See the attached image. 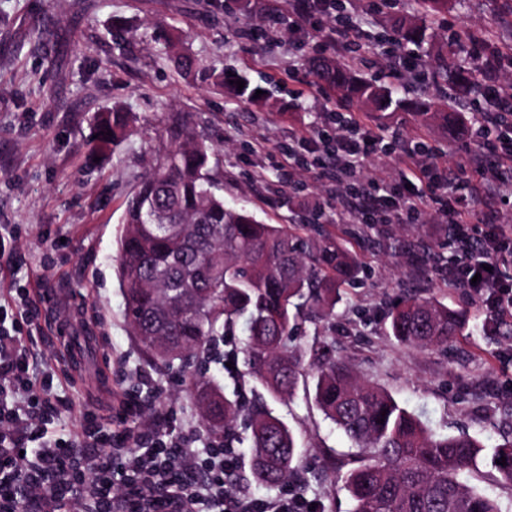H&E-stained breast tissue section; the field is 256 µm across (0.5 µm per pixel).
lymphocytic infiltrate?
Returning a JSON list of instances; mask_svg holds the SVG:
<instances>
[{"label":"lymphocytic infiltrate","instance_id":"obj_1","mask_svg":"<svg viewBox=\"0 0 512 512\" xmlns=\"http://www.w3.org/2000/svg\"><path fill=\"white\" fill-rule=\"evenodd\" d=\"M346 0H288L295 32L317 41L321 56L360 46L367 32L345 14ZM502 68L491 60L492 78L474 103L482 115L476 136L497 154V167L478 169L477 179L438 182L447 197L444 216L457 257L445 268L450 286L483 298L496 320L512 318V284L501 276L502 252L512 227L490 219L500 197L503 172H512V95L494 83ZM300 143L321 153L320 176L357 171L379 151L380 139L341 105L328 108L323 124ZM28 290L0 304V512H307L304 500L282 490L266 498L225 490L235 461L232 449L212 443L200 456L194 431L165 438L143 428L121 438L84 421L70 439L56 437L53 420L34 390L30 355L22 336Z\"/></svg>","mask_w":512,"mask_h":512}]
</instances>
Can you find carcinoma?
<instances>
[{
	"instance_id": "cac0c4a2",
	"label": "carcinoma",
	"mask_w": 512,
	"mask_h": 512,
	"mask_svg": "<svg viewBox=\"0 0 512 512\" xmlns=\"http://www.w3.org/2000/svg\"><path fill=\"white\" fill-rule=\"evenodd\" d=\"M415 4L419 14L396 21L391 29L398 47L424 44L429 20L448 12V0ZM464 49L453 34L437 47V75L460 102L479 90L481 75V68L460 62ZM165 50L182 70L196 65L172 41ZM312 67L336 98L374 113L398 111L393 92L377 80L357 78L321 59L312 60ZM130 121L128 112L98 113L91 144L105 148L120 142ZM167 138L169 145L158 151L126 200L119 276L129 325L150 350L154 337H166L167 362L187 354L204 362L211 358L214 337L232 333L242 322L245 374L271 397L290 399L306 369L289 336L306 310L322 320L332 316L338 291L356 277V262L319 224L308 225L309 234L303 236L283 225L260 223L244 206L225 205L216 193L210 148L178 118L171 119ZM466 325L458 310L409 297L394 308L390 330L398 342L429 350L462 335ZM186 379L208 400L200 408L202 421L224 435V447L233 445L235 423L245 417L253 481L265 487L288 482L296 452L287 424L264 408L249 409L221 396L195 372H186ZM313 399L357 449L341 464L328 465L333 473L342 471L353 512H502L495 497L460 478L482 460L476 439L432 435L391 395L358 380L333 358L317 365ZM503 457L506 464H496ZM491 464L512 485V439L498 447Z\"/></svg>"
}]
</instances>
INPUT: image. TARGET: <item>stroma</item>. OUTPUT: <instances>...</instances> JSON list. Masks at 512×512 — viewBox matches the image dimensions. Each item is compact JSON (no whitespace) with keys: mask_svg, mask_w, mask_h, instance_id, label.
<instances>
[{"mask_svg":"<svg viewBox=\"0 0 512 512\" xmlns=\"http://www.w3.org/2000/svg\"><path fill=\"white\" fill-rule=\"evenodd\" d=\"M355 0L377 51L365 52L355 72L378 78L405 108L377 121L359 106L351 111L389 145L369 156L359 173L335 180L314 175L317 155L291 142L321 124L327 100L307 62L312 39L289 23L269 28L271 0H0V224L15 227L14 259L0 267V298L15 288L33 292V332L24 336L36 379L52 376L47 391L60 436L93 416L109 431L137 428L155 411L177 426L207 433L187 386L181 361L154 359L125 317L118 276L117 239L124 203L166 142L171 116L181 117L211 148L220 193L265 224L297 226L319 221L358 261L357 278L342 287L335 315L326 323L304 318L292 344L306 361L329 353L360 380L388 391L434 433H465L483 447L478 470L466 481L500 498L512 512V487L490 464L504 433L512 432V320L493 323L478 297L449 287L443 268L456 248L442 224L439 202L428 201L418 221L388 210L382 224H368L345 206L350 187L375 183L390 190L416 164L407 150L424 141L446 176L467 155L482 156L473 136L460 137L423 121L414 104L457 108L471 128L477 116L456 106L433 79L429 47L395 51L387 44L394 21L411 16L413 0L370 16ZM493 37L512 49V0H448L446 21L431 29L433 44L448 24ZM255 30L244 38V30ZM179 42L196 67L177 70L162 48ZM260 89L239 95L236 83ZM120 107L135 122L116 147L93 152L92 118ZM293 147L294 167L281 151ZM408 296L431 297L466 311L468 325L451 344L418 351L389 334L394 306ZM242 334L225 337L205 376L222 393L242 392L261 401L292 429L299 463L287 486L320 501L325 512H352L339 478L326 476L325 452L346 454L349 440L305 390L290 401L267 397L254 380H241ZM153 379L154 393L138 383Z\"/></svg>","mask_w":512,"mask_h":512,"instance_id":"35a3bbf8","label":"stroma"}]
</instances>
